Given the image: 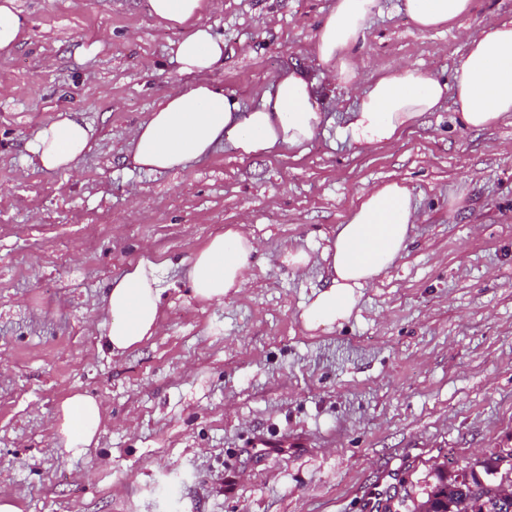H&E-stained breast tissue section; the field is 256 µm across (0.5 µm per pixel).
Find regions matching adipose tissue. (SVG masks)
Listing matches in <instances>:
<instances>
[{
  "mask_svg": "<svg viewBox=\"0 0 512 512\" xmlns=\"http://www.w3.org/2000/svg\"><path fill=\"white\" fill-rule=\"evenodd\" d=\"M403 6L419 29L429 30L467 14L471 0H403ZM147 7L160 20L190 26V33L172 44L181 72L205 73L223 66V40L198 22L205 0H147ZM378 7L379 0H336L318 25L316 69H282L249 110L209 83L167 96L134 130L133 162L151 172L177 170L227 140L245 156H264L283 147L305 150L327 122L322 103L334 88L355 97L340 136L359 148L388 144L447 99L465 125L475 130L512 117V21L468 37L452 82L405 65L359 88L354 82V52ZM92 134L79 113L62 112L28 142L27 151L39 169L70 170L88 150ZM418 221L408 186L394 181L364 192L323 251L324 285L301 314L305 328H330L346 321L361 288L393 265ZM257 251L254 237L237 225L211 236L196 251L188 270L193 297L214 302L238 291ZM157 271V263L145 256L112 280L105 296L109 319L103 338L113 353H124L155 334L162 315ZM103 421L95 398L82 393L65 398L56 421L64 452L74 457L86 453L96 444Z\"/></svg>",
  "mask_w": 512,
  "mask_h": 512,
  "instance_id": "1",
  "label": "adipose tissue"
}]
</instances>
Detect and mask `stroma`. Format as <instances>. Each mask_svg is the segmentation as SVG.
Segmentation results:
<instances>
[{
	"label": "stroma",
	"mask_w": 512,
	"mask_h": 512,
	"mask_svg": "<svg viewBox=\"0 0 512 512\" xmlns=\"http://www.w3.org/2000/svg\"><path fill=\"white\" fill-rule=\"evenodd\" d=\"M336 0H209L224 40L206 81L254 107L283 67L314 66ZM381 0L356 51L367 86L409 62L452 79L463 34L512 21V0H471L422 31ZM26 19L0 55V496L20 512H377L381 494L431 485L445 456L512 448V117L466 128L451 103L387 145L338 129L336 90L305 152L231 144L175 172L131 162L133 129L191 83L172 58L184 31L146 0H15ZM87 54H80V47ZM93 127L75 171L25 145L59 112ZM402 181L420 221L342 326L305 330L319 260L360 194ZM231 224L260 243L241 290L195 300V252ZM313 266L294 270L284 249ZM152 255L160 329L112 353L101 337L113 278ZM75 393L105 413L97 447L63 454L53 430Z\"/></svg>",
	"instance_id": "obj_1"
}]
</instances>
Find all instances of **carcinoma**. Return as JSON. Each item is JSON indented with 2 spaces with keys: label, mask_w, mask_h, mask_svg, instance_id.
I'll use <instances>...</instances> for the list:
<instances>
[{
  "label": "carcinoma",
  "mask_w": 512,
  "mask_h": 512,
  "mask_svg": "<svg viewBox=\"0 0 512 512\" xmlns=\"http://www.w3.org/2000/svg\"><path fill=\"white\" fill-rule=\"evenodd\" d=\"M509 463L504 479L496 482L489 476L497 473L498 464ZM486 478L479 477L474 466L459 465L450 459L436 469V481L429 486L425 496L418 502L406 503L402 499L397 505L385 506L395 512H512V495L505 489H512V448L502 449L495 458V464L485 466Z\"/></svg>",
  "instance_id": "carcinoma-1"
}]
</instances>
